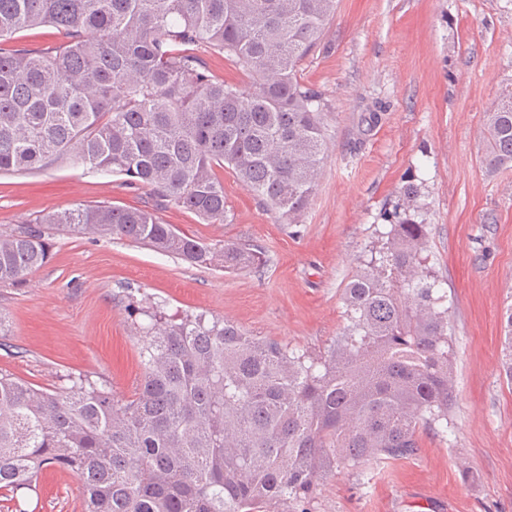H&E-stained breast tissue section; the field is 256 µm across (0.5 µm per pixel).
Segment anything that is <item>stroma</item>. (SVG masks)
I'll list each match as a JSON object with an SVG mask.
<instances>
[{"label":"stroma","mask_w":512,"mask_h":512,"mask_svg":"<svg viewBox=\"0 0 512 512\" xmlns=\"http://www.w3.org/2000/svg\"><path fill=\"white\" fill-rule=\"evenodd\" d=\"M326 103L329 152L302 223L282 224L232 173L226 218L156 205L149 189L68 164L0 174V231L77 204L155 210L208 243L251 241L262 273L189 266L119 239L52 230L50 258L0 285V369L44 389L65 375L132 396L134 303L206 310L251 336L327 351L347 321L343 290L418 188L428 265L448 295L454 403L404 460H370L319 483L311 512H512V385L502 315L512 305V166L483 162L484 114L512 89V0H338L302 65ZM78 481L44 467L0 491V512H83Z\"/></svg>","instance_id":"35a3bbf8"}]
</instances>
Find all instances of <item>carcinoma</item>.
I'll return each instance as SVG.
<instances>
[{
    "label": "carcinoma",
    "mask_w": 512,
    "mask_h": 512,
    "mask_svg": "<svg viewBox=\"0 0 512 512\" xmlns=\"http://www.w3.org/2000/svg\"><path fill=\"white\" fill-rule=\"evenodd\" d=\"M335 15L336 0H0V173L110 172L215 224L227 167L298 224L328 151L324 99L301 63ZM45 25L58 46L11 44ZM203 50L248 81L208 74ZM485 128L486 165L511 164V89ZM46 224L200 268L263 262L253 243L217 247L147 209L76 205L0 233V284L45 263ZM427 243L411 216L391 225L344 289L348 325L323 353L207 311L138 306L142 372L127 399L84 376L51 393L1 370L0 490L27 489L54 464L81 484L84 512H306L320 480L416 455L420 429H448L452 400L448 307Z\"/></svg>",
    "instance_id": "cac0c4a2"
}]
</instances>
